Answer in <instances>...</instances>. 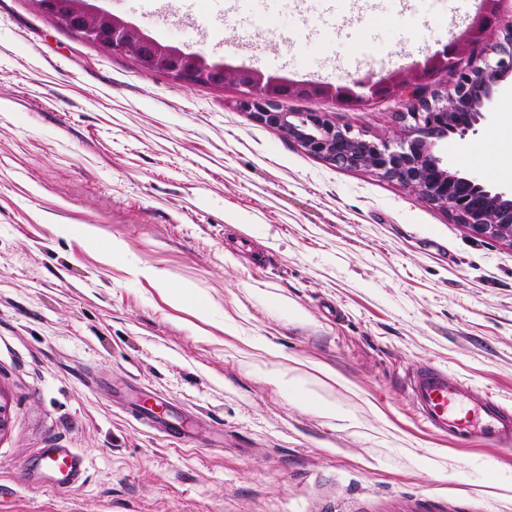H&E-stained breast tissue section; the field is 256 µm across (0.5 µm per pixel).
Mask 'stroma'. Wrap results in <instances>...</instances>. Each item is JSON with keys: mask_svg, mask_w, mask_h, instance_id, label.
<instances>
[{"mask_svg": "<svg viewBox=\"0 0 512 512\" xmlns=\"http://www.w3.org/2000/svg\"><path fill=\"white\" fill-rule=\"evenodd\" d=\"M208 61L410 76L481 0H91ZM241 87L147 72L0 0V512H512V449L428 431L424 365L512 406V247L256 122ZM488 121L437 151L501 191ZM393 139L401 99L291 97ZM203 303H178L174 288ZM335 401L288 398L283 377ZM162 402L183 439L142 419ZM68 448L57 490L42 451ZM48 454L45 463L48 468L57 471L62 476L60 479L62 485L73 483L78 479L81 472L79 455L68 448H53Z\"/></svg>", "mask_w": 512, "mask_h": 512, "instance_id": "obj_1", "label": "stroma"}]
</instances>
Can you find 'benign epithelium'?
Here are the masks:
<instances>
[{
    "label": "benign epithelium",
    "instance_id": "benign-epithelium-1",
    "mask_svg": "<svg viewBox=\"0 0 512 512\" xmlns=\"http://www.w3.org/2000/svg\"><path fill=\"white\" fill-rule=\"evenodd\" d=\"M499 0H483L464 33L430 52L414 67L412 79L358 76L344 84L296 82L243 69L241 107L276 133L340 169H365L395 181L426 203L448 213L472 232L512 247V192L490 189L472 176L451 172L437 154L439 142L454 133L464 136L487 121L495 87L512 75V23L492 41ZM56 23L111 54L136 60L147 72H167L179 79L222 85L225 68L202 55L165 46L127 22L101 12L87 0H34ZM459 71L451 90L432 87L443 70ZM332 97L337 103L406 97L401 128L392 142L380 144L339 127L321 112H283L281 100Z\"/></svg>",
    "mask_w": 512,
    "mask_h": 512
}]
</instances>
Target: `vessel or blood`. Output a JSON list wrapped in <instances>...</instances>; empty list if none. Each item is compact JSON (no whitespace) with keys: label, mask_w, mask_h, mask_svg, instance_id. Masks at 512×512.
Returning <instances> with one entry per match:
<instances>
[{"label":"vessel or blood","mask_w":512,"mask_h":512,"mask_svg":"<svg viewBox=\"0 0 512 512\" xmlns=\"http://www.w3.org/2000/svg\"><path fill=\"white\" fill-rule=\"evenodd\" d=\"M409 390L419 418L429 429L462 440L512 446V412L499 405L492 393L449 378L447 371L433 365L413 373ZM45 463L66 485L81 472L80 456L67 448L52 449Z\"/></svg>","instance_id":"vessel-or-blood-1"}]
</instances>
